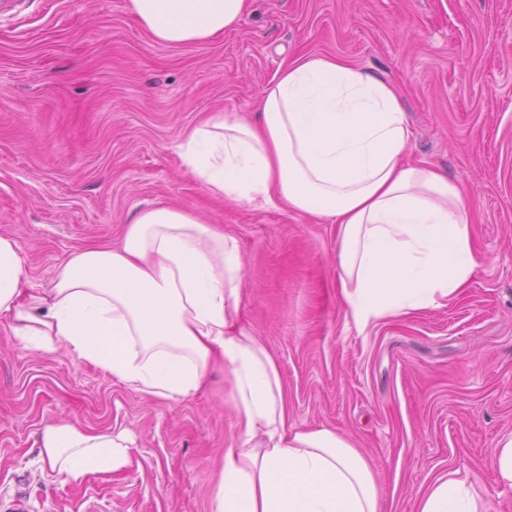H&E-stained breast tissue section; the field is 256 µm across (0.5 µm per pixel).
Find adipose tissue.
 <instances>
[{"label":"adipose tissue","instance_id":"adipose-tissue-1","mask_svg":"<svg viewBox=\"0 0 512 512\" xmlns=\"http://www.w3.org/2000/svg\"><path fill=\"white\" fill-rule=\"evenodd\" d=\"M249 0H127L150 39L213 41L239 26ZM259 120L219 116L186 133L188 172L214 194L273 204L336 224L342 293L356 322L406 314L454 295L477 261L468 200L447 176L406 162L410 129L394 90L371 71L306 55L280 69ZM237 240L193 213L139 211L119 247H89L51 287L0 235V318L36 349L66 351L132 389L176 400L199 389L214 360L231 380L239 439L224 450L212 512H382L368 460L336 432L292 430L279 370L235 330ZM40 455L61 482L128 462L122 437L69 423L44 427ZM418 512H480L473 484L445 475Z\"/></svg>","mask_w":512,"mask_h":512}]
</instances>
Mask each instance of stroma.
Returning a JSON list of instances; mask_svg holds the SVG:
<instances>
[{
	"label": "stroma",
	"instance_id": "stroma-1",
	"mask_svg": "<svg viewBox=\"0 0 512 512\" xmlns=\"http://www.w3.org/2000/svg\"><path fill=\"white\" fill-rule=\"evenodd\" d=\"M0 9V235L50 285L89 246H119L137 210L186 209L235 237L237 329L274 359L292 429L328 428L371 462L383 512H417L439 476L512 512L490 458L512 433V0H250L203 44L154 43L127 0H8ZM383 79L412 137L406 158L467 196L478 266L437 306L358 324L340 292L335 225L283 202L219 198L178 145L208 117L257 120L301 55ZM69 421L130 436L129 462L61 483L39 456ZM239 434L222 367L186 398L134 391L0 323V512H211Z\"/></svg>",
	"mask_w": 512,
	"mask_h": 512
}]
</instances>
